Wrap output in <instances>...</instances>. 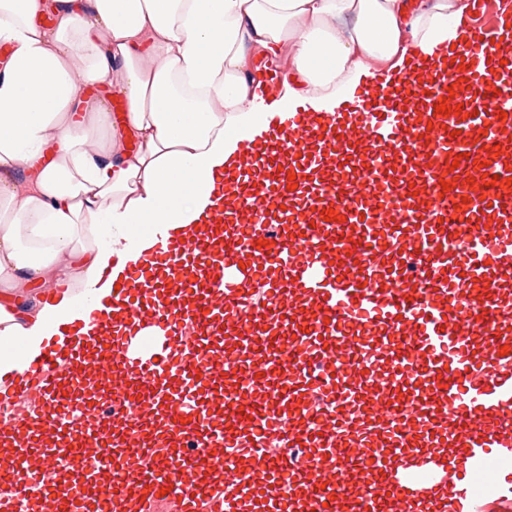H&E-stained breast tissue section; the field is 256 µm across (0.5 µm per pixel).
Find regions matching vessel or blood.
<instances>
[{"label":"vessel or blood","instance_id":"obj_1","mask_svg":"<svg viewBox=\"0 0 512 512\" xmlns=\"http://www.w3.org/2000/svg\"><path fill=\"white\" fill-rule=\"evenodd\" d=\"M494 7L473 0L467 49L440 65L421 62L386 88H362L327 117L296 111L285 122L266 120L261 139L243 140L217 192L230 197L253 177L275 186L265 205L279 213L278 228L242 224L226 211L223 248L195 245L207 262L198 282L174 238L104 302L98 325L112 336V367L156 408L145 456L178 442L200 460L213 447L230 460L246 450L259 457L262 480L228 470L223 488L211 490L171 463L153 488L179 494L184 512H248L258 494L263 512H286L302 472L311 502L355 512L335 468L344 451L363 463L365 512H420L442 478L413 447L414 435L446 440L457 452L461 477L446 512H474L472 479L512 468V434L495 425L512 411V352L499 353L512 327V306L502 300L512 288V113L434 110L461 82L484 101L512 98V52L495 43L503 27L484 21ZM321 195L334 221L319 209ZM127 317L135 336L122 332ZM476 334L493 348L486 359L472 353ZM84 341L72 333L38 362L40 391L59 407L83 386ZM381 353L389 374L370 380L364 368ZM214 376L219 399L233 385L243 393L220 415L192 402ZM369 383L378 389L370 408L383 418L382 447L349 422L302 430L288 418L289 406L317 396L335 414ZM89 444L80 433L51 455L75 464ZM138 444L128 412L113 409L111 447ZM304 446L316 461L306 471L290 454ZM380 484L387 499L375 493Z\"/></svg>","mask_w":512,"mask_h":512}]
</instances>
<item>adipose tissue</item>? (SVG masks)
<instances>
[{
    "instance_id": "ef3b65f1",
    "label": "adipose tissue",
    "mask_w": 512,
    "mask_h": 512,
    "mask_svg": "<svg viewBox=\"0 0 512 512\" xmlns=\"http://www.w3.org/2000/svg\"><path fill=\"white\" fill-rule=\"evenodd\" d=\"M470 22V0H0V394L159 239L209 231L263 117L339 111Z\"/></svg>"
}]
</instances>
